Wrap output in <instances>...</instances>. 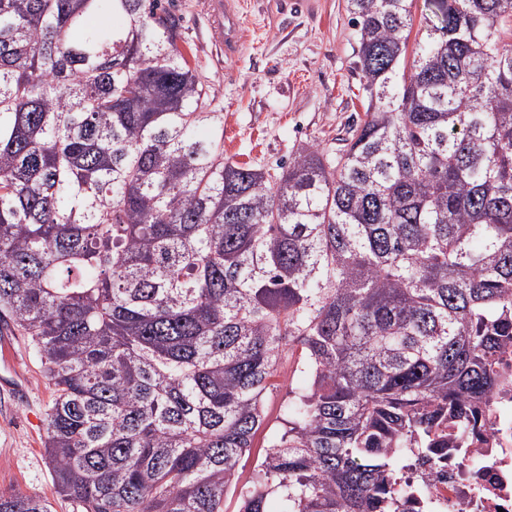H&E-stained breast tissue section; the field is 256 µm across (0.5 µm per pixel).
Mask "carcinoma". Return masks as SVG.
Wrapping results in <instances>:
<instances>
[{
	"label": "carcinoma",
	"mask_w": 512,
	"mask_h": 512,
	"mask_svg": "<svg viewBox=\"0 0 512 512\" xmlns=\"http://www.w3.org/2000/svg\"><path fill=\"white\" fill-rule=\"evenodd\" d=\"M171 0H0V323L78 512H424L512 349V0H348L365 118L224 160ZM108 13L123 26L102 28ZM308 382L250 480L284 359ZM0 512H53L0 491ZM412 2V14L414 18L413 27L411 29L408 41V61H411L412 50L416 45V42L426 37L428 30L430 29V23L426 14L429 12L425 7V0H411Z\"/></svg>",
	"instance_id": "1"
}]
</instances>
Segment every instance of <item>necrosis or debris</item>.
<instances>
[{"label": "necrosis or debris", "instance_id": "necrosis-or-debris-1", "mask_svg": "<svg viewBox=\"0 0 512 512\" xmlns=\"http://www.w3.org/2000/svg\"><path fill=\"white\" fill-rule=\"evenodd\" d=\"M401 480L422 491L426 512H512V383L481 429L455 436L446 463H411Z\"/></svg>", "mask_w": 512, "mask_h": 512}]
</instances>
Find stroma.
I'll list each match as a JSON object with an SVG mask.
<instances>
[{"label":"stroma","instance_id":"35a3bbf8","mask_svg":"<svg viewBox=\"0 0 512 512\" xmlns=\"http://www.w3.org/2000/svg\"><path fill=\"white\" fill-rule=\"evenodd\" d=\"M244 29L227 58L211 27L206 0H174L179 47L199 74L210 109L224 115V156L273 168L298 148L328 153L344 146L364 117L366 100L355 65L357 40L347 0H233ZM24 392L0 386V489L58 499L43 442L51 389L40 356L20 336L9 339Z\"/></svg>","mask_w":512,"mask_h":512}]
</instances>
